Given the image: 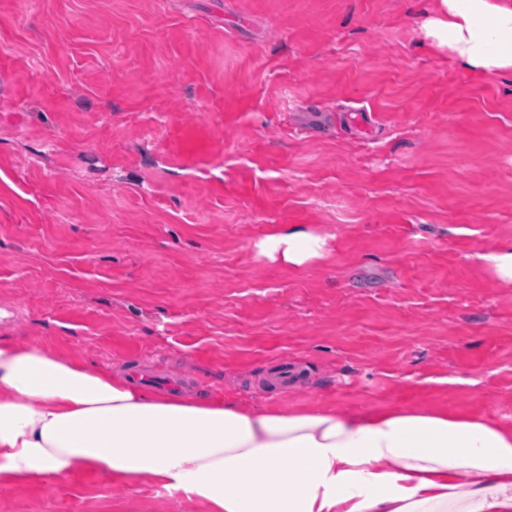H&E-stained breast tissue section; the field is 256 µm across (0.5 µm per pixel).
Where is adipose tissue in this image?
Segmentation results:
<instances>
[{
  "mask_svg": "<svg viewBox=\"0 0 512 512\" xmlns=\"http://www.w3.org/2000/svg\"><path fill=\"white\" fill-rule=\"evenodd\" d=\"M429 36L460 62L512 68V0H439ZM327 239L284 229L260 256L299 267ZM152 483L204 512H512V424L445 409H257L154 392L108 368L0 337V482L80 472Z\"/></svg>",
  "mask_w": 512,
  "mask_h": 512,
  "instance_id": "adipose-tissue-1",
  "label": "adipose tissue"
}]
</instances>
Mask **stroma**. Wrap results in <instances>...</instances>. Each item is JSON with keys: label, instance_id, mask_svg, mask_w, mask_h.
Listing matches in <instances>:
<instances>
[{"label": "stroma", "instance_id": "35a3bbf8", "mask_svg": "<svg viewBox=\"0 0 512 512\" xmlns=\"http://www.w3.org/2000/svg\"><path fill=\"white\" fill-rule=\"evenodd\" d=\"M436 0H0V336L187 394L512 423V70ZM332 235L301 267L283 228ZM298 377L264 386L270 368ZM199 512L102 472L0 512ZM327 245V238L314 231L282 229L261 239L256 247L260 256L299 267L321 258ZM481 259L493 270L498 287L512 288V239L482 253Z\"/></svg>", "mask_w": 512, "mask_h": 512}]
</instances>
